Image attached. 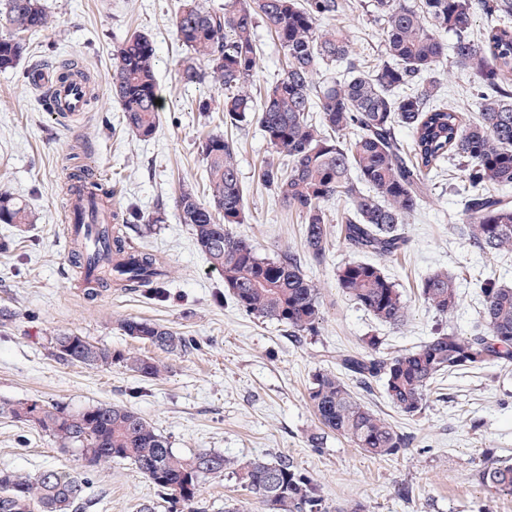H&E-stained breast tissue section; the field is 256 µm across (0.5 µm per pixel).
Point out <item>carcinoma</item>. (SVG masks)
I'll return each mask as SVG.
<instances>
[{
	"mask_svg": "<svg viewBox=\"0 0 512 512\" xmlns=\"http://www.w3.org/2000/svg\"><path fill=\"white\" fill-rule=\"evenodd\" d=\"M179 2L173 25L185 55L178 82L210 83L223 91V98L203 101L199 109L224 113L225 124L232 127L257 124L271 152L288 157L285 169L271 162L261 166L258 179L304 224L302 251L273 258L234 234L233 225L243 223L245 209L237 142L217 133L199 139L208 198L182 188L175 201L178 220L247 315L286 325L296 336L317 333L321 292L303 265L323 263L331 246L330 220L321 203L347 202L336 219L338 241L347 249L378 260L395 256L408 243L406 218L431 197L430 174L446 159L458 163L466 193L458 218L462 235L486 255L512 253V203L497 195L512 187V0H418L413 5L407 0H224L219 9L199 0ZM357 8L380 24L384 60L371 71L359 67L347 30L335 24ZM478 13L497 20L479 36L473 30ZM49 24L40 0H0V28L6 31L0 36V69L17 66L28 41ZM262 24L286 68L258 103L250 79L259 66L256 29ZM446 32L454 36L449 45L442 39ZM449 53L455 66L479 83L478 115L467 123L438 94V65ZM112 56V97L128 129L149 140L161 110L155 44L133 33ZM332 65L341 72L316 80ZM398 126L410 132L408 151L396 138ZM352 130L356 136L346 138ZM90 142L88 135L70 155L67 181V193L86 208L111 196L80 162ZM33 220L26 204L0 191L1 224L21 227ZM101 234L103 245L89 248L76 239L71 250L73 266L86 271L103 254L112 255V275L85 277L89 289L146 287L158 296L166 273L156 255L107 228ZM336 283L378 322L393 328L405 322L403 292L378 261L344 264L336 269ZM477 287L480 320L468 331L439 332L393 356L380 351L374 336L363 340L362 352H336L338 371L316 373L307 388L323 426L309 436L310 445L323 447L330 432L378 461L411 445V436L354 396L346 375L364 385L382 380L388 401L413 418L425 408L438 377L511 365L512 286L487 276ZM418 288L423 301L445 316L461 302L460 285L445 270L430 272ZM121 328L168 354L192 347L191 340L157 323L128 319ZM52 356L96 368L121 364L147 379L162 372L150 357L99 347L78 333L55 337ZM9 413L53 436L62 449L77 451L88 468L131 462L159 492L188 506L200 497L202 479L227 473L254 496L261 512H364L360 502L331 510L319 486L285 456L239 459L211 448L185 456L126 406L99 404L73 411L60 403L25 401L11 405ZM476 477L492 491L512 494V464L506 460L488 458ZM90 502L89 480L66 468L48 467L33 476L0 470V512H79Z\"/></svg>",
	"mask_w": 512,
	"mask_h": 512,
	"instance_id": "obj_1",
	"label": "carcinoma"
}]
</instances>
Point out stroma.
I'll return each mask as SVG.
<instances>
[{
	"instance_id": "stroma-1",
	"label": "stroma",
	"mask_w": 512,
	"mask_h": 512,
	"mask_svg": "<svg viewBox=\"0 0 512 512\" xmlns=\"http://www.w3.org/2000/svg\"><path fill=\"white\" fill-rule=\"evenodd\" d=\"M42 2L51 17L49 27L31 40L16 68L0 71V191L21 199L36 217L23 229L0 224V239L10 241L8 249L0 250V469L34 474L48 466L77 470L82 465L77 453L62 451L49 434L11 418L9 405L39 400L80 409L109 403L141 414L185 455L212 448L237 458L293 457L333 505L359 501L367 512H512V495L490 491L473 476L484 455L512 461V367L438 380L423 413L413 418L388 403L382 381L367 390L355 388L366 405L413 438L408 450L388 460L370 459L333 435L319 449L307 442L318 429L308 383L314 373L335 369L336 352L361 350L363 338L376 336L383 352L394 355L447 327L469 329L481 308L475 279L491 275L512 284V254L485 256L457 230L465 198L448 187L457 174L454 166L443 164L431 201L404 224L407 251L381 262L408 299L405 323L396 329L381 324L342 294L336 269L354 255L335 243L326 265L307 270L322 293L320 332L295 339L287 327L254 319L225 295L223 277L177 219L181 185L193 186L199 196L207 194L199 138L221 133L238 142L246 196L244 221L234 225V232L265 256L303 247L298 214L285 210L257 180L262 162L271 157L260 129L232 128L222 113L200 112V101L216 97V89L178 82L175 70L184 50L173 26L177 0ZM338 23L347 29L363 69L377 66V22L350 12ZM135 32L155 43L163 96L156 134L146 142L125 126L110 93L112 51ZM256 38L261 55L252 83L260 93L281 73L283 57L266 27H258ZM65 55L79 56L95 79L96 99L74 122L47 111L42 90L25 76L37 66L50 68ZM437 76L444 101L475 117L476 78L447 60ZM88 132L93 144L86 161L114 185L113 210L166 213L164 223L152 225L142 239L170 273L164 300L117 288L91 296L72 273L61 187L65 159ZM437 269L461 283L462 303L449 316L418 295L419 281ZM126 318L167 326L193 346L180 355L162 353L125 335L119 324ZM65 332L154 358L163 371L146 379L119 364L102 369L59 361L51 354V339ZM90 478L94 505L88 512H141L146 505L153 512H188L129 462L92 471ZM234 501L251 512L259 510L230 476L205 478L200 512H224Z\"/></svg>"
}]
</instances>
